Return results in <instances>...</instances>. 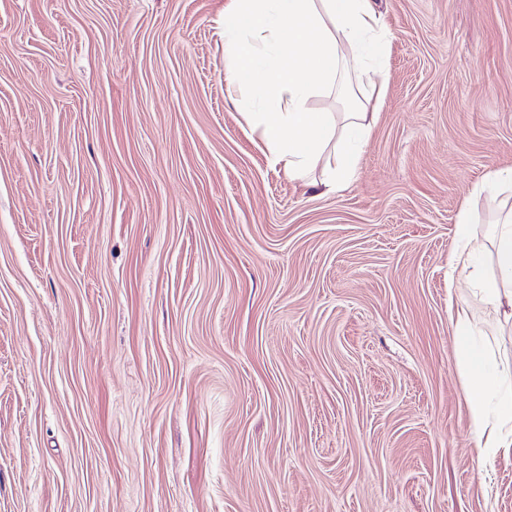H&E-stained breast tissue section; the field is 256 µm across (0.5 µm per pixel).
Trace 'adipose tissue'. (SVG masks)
I'll list each match as a JSON object with an SVG mask.
<instances>
[{"mask_svg":"<svg viewBox=\"0 0 512 512\" xmlns=\"http://www.w3.org/2000/svg\"><path fill=\"white\" fill-rule=\"evenodd\" d=\"M224 80L229 91L261 108H244L274 163L291 178L322 166L310 187L327 195L358 173L377 121L368 100L385 90V35L370 0H228L224 8ZM375 76L347 112H316L309 100L355 72ZM469 209H461L451 269L464 275L497 318L512 320V210L492 238H477ZM458 364L479 460L512 451V363L493 360L475 339L473 317H452Z\"/></svg>","mask_w":512,"mask_h":512,"instance_id":"1","label":"adipose tissue"}]
</instances>
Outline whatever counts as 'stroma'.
I'll return each mask as SVG.
<instances>
[{"instance_id":"35a3bbf8","label":"stroma","mask_w":512,"mask_h":512,"mask_svg":"<svg viewBox=\"0 0 512 512\" xmlns=\"http://www.w3.org/2000/svg\"><path fill=\"white\" fill-rule=\"evenodd\" d=\"M227 0H0V512H512L476 473L455 224L512 168V0H373L387 87L312 193ZM475 191L491 195L511 192L512 195V169H497L489 172Z\"/></svg>"}]
</instances>
